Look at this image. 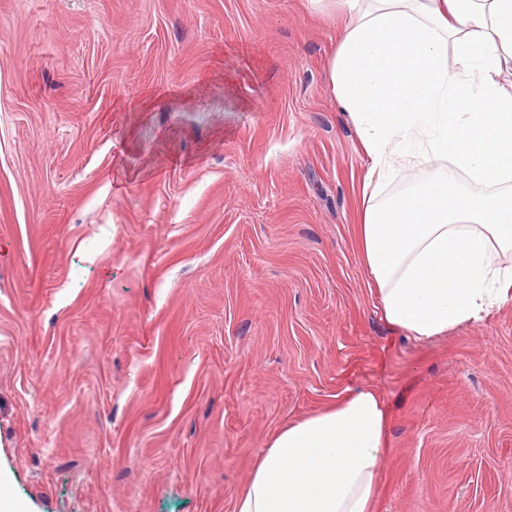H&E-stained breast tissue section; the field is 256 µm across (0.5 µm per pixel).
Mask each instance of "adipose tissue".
<instances>
[{
	"label": "adipose tissue",
	"instance_id": "adipose-tissue-1",
	"mask_svg": "<svg viewBox=\"0 0 512 512\" xmlns=\"http://www.w3.org/2000/svg\"><path fill=\"white\" fill-rule=\"evenodd\" d=\"M334 98L371 162L360 249L385 320L425 341L512 300V0H343ZM451 170L380 200L388 175ZM362 388L269 442L234 512H372L387 448Z\"/></svg>",
	"mask_w": 512,
	"mask_h": 512
}]
</instances>
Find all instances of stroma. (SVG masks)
<instances>
[{
  "instance_id": "35a3bbf8",
  "label": "stroma",
  "mask_w": 512,
  "mask_h": 512,
  "mask_svg": "<svg viewBox=\"0 0 512 512\" xmlns=\"http://www.w3.org/2000/svg\"><path fill=\"white\" fill-rule=\"evenodd\" d=\"M323 0H0V490L234 512L269 441L370 388L373 512H512V301L418 342L359 245Z\"/></svg>"
}]
</instances>
